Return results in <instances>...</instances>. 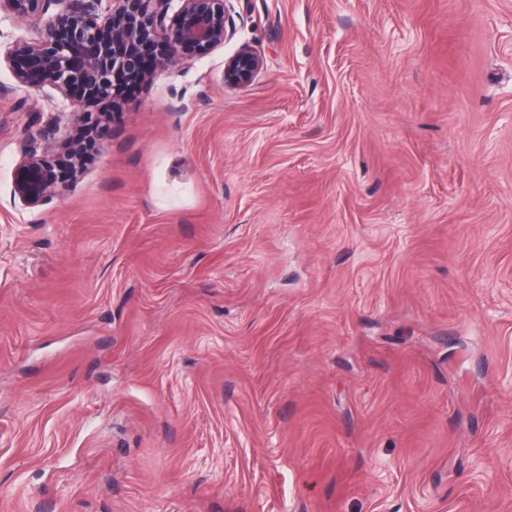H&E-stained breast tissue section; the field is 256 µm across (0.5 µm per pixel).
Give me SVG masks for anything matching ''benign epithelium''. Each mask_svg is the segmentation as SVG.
Listing matches in <instances>:
<instances>
[{"mask_svg": "<svg viewBox=\"0 0 512 512\" xmlns=\"http://www.w3.org/2000/svg\"><path fill=\"white\" fill-rule=\"evenodd\" d=\"M231 0H0V11L41 25L39 39H16L0 59L16 85L0 95L48 85L56 109L72 123L89 120L88 104L111 95L126 79L151 83L188 53L224 46L234 34ZM61 9L49 13L51 6ZM262 61L241 46L225 61V82L249 86ZM93 151L61 130L41 127L19 162L13 194L28 206L63 195Z\"/></svg>", "mask_w": 512, "mask_h": 512, "instance_id": "7a95c632", "label": "benign epithelium"}]
</instances>
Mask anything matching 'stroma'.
<instances>
[{"instance_id":"1","label":"stroma","mask_w":512,"mask_h":512,"mask_svg":"<svg viewBox=\"0 0 512 512\" xmlns=\"http://www.w3.org/2000/svg\"><path fill=\"white\" fill-rule=\"evenodd\" d=\"M232 5L37 207L0 68V512H512V0ZM262 66V61L248 46H241L225 61L224 79L229 85L248 87Z\"/></svg>"}]
</instances>
